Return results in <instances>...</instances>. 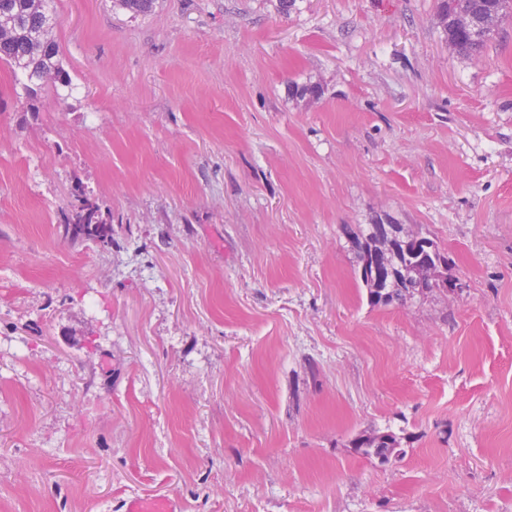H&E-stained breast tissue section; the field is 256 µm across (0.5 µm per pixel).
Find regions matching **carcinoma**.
Returning a JSON list of instances; mask_svg holds the SVG:
<instances>
[{"label": "carcinoma", "mask_w": 512, "mask_h": 512, "mask_svg": "<svg viewBox=\"0 0 512 512\" xmlns=\"http://www.w3.org/2000/svg\"><path fill=\"white\" fill-rule=\"evenodd\" d=\"M48 0H0V62L10 65L22 78V88L30 100L53 87L55 92L72 88L68 70L64 68L59 49L52 38L55 16ZM443 31L448 45L465 58L477 56L494 35L498 26L512 19V0H441L439 5ZM60 234L72 241H91L103 247L112 245V225L103 222L98 206L80 200L58 224ZM378 228L351 233L357 252L360 280L366 287L372 305L405 304L419 293L417 285L435 282L448 286V257L429 238L407 235L396 225L397 251L387 258L378 254ZM429 243L432 256L418 259L415 242ZM359 455L377 460L379 456H403L399 437L391 430L375 431Z\"/></svg>", "instance_id": "cac0c4a2"}]
</instances>
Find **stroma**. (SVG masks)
Listing matches in <instances>:
<instances>
[{"label":"stroma","instance_id":"obj_1","mask_svg":"<svg viewBox=\"0 0 512 512\" xmlns=\"http://www.w3.org/2000/svg\"><path fill=\"white\" fill-rule=\"evenodd\" d=\"M52 7L69 95L0 63V512H512V21L463 58L438 0ZM82 198L112 246L57 233ZM369 224L457 289L371 305ZM368 441L367 446L357 454L377 460L378 456L397 455L401 459L405 453L404 448L400 446V438L391 430L375 431L369 435H356L352 443L364 438Z\"/></svg>","mask_w":512,"mask_h":512}]
</instances>
